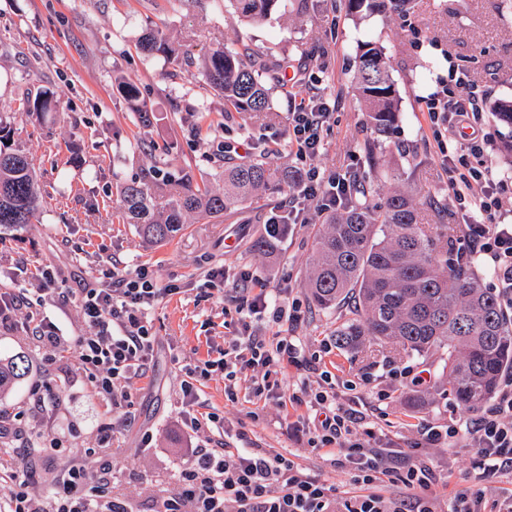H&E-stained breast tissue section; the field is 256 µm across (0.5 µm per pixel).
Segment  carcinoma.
Listing matches in <instances>:
<instances>
[{"label":"carcinoma","instance_id":"1","mask_svg":"<svg viewBox=\"0 0 512 512\" xmlns=\"http://www.w3.org/2000/svg\"><path fill=\"white\" fill-rule=\"evenodd\" d=\"M240 20L261 24L274 14L289 13L292 0H225ZM352 15L368 11L404 16L410 0H345ZM147 54L174 56L159 29L140 41ZM202 75L224 94L228 112H266L273 88H285L280 74L250 48L217 49ZM374 138L363 145L369 169H377L376 146L399 121L398 90L386 55L376 42L358 46L352 78ZM28 112L42 117L52 111L53 92L45 89L26 100ZM12 116L0 112V229L34 223L40 196L32 160L11 143ZM224 191L199 184L190 171L174 182L162 209L154 203L148 180L120 186L122 218L138 227L149 243L174 239L193 216L220 218L266 193L284 192L299 174L271 168L260 157L228 164ZM353 201L322 216L304 282L312 305L320 310L351 307L352 317L336 328V344L358 351L371 342L391 344L416 356L438 355L448 372L449 391L470 411L481 409L496 393L503 373L512 370V322L493 289L482 286L473 260L455 248L450 224H422L420 210L437 208L435 197L419 196L405 183L387 192L384 202L367 201L365 180H355ZM25 375V360L0 361V388Z\"/></svg>","mask_w":512,"mask_h":512}]
</instances>
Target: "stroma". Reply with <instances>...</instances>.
Segmentation results:
<instances>
[{
  "instance_id": "obj_1",
  "label": "stroma",
  "mask_w": 512,
  "mask_h": 512,
  "mask_svg": "<svg viewBox=\"0 0 512 512\" xmlns=\"http://www.w3.org/2000/svg\"><path fill=\"white\" fill-rule=\"evenodd\" d=\"M156 28L168 35L177 58L140 50L143 34ZM240 38L289 76L287 90L273 91L269 111L248 117L225 111L223 96L201 75L212 51ZM362 40L383 46L400 96L401 120L377 149L373 199L382 200L400 178L443 206L422 212L421 223H457L423 100L459 69L468 71L482 103L512 98V11H503L500 0H415L410 14L387 18H356L344 0H318L302 14L255 27L241 23L224 0H0V110L13 115V143L31 157L42 200L35 223L0 234V290L43 297L41 315L75 338L87 326L74 300L41 294L35 270L52 271L61 289L99 284L116 263L129 270L144 265L179 288L150 314L157 345L146 376L128 388L132 424L123 410L99 403L81 375L48 360L25 334V312L0 329V358L21 355L28 366L19 384L0 391V448L12 449L18 470L32 473L34 494H44L73 465L94 469L105 460L131 512H152L158 484L188 448L208 439L282 453L340 496L359 494L335 452L309 453L300 422L311 416L310 407L270 400L255 420L248 397L228 400L223 378L214 376L201 380L197 410L223 417L228 438L186 428L180 391L186 369L216 358L239 329L232 288L224 290L223 307L205 296L203 273L214 266L230 278L250 270L267 289H285L298 306V320L259 322L264 336L290 337L298 350L296 359L281 364L285 392L318 388L331 376L337 403L362 411L368 427L382 433V448L432 465L439 498L473 482L477 452L467 440L450 448L421 442V424L443 429L475 418L450 393L436 358L381 343L344 350L334 333L349 318L348 307L322 311L311 304L303 282L320 216L292 225L281 240H267L266 220L287 197L265 196L224 217L194 220L159 245L146 243L121 218L119 186L149 174L162 184L189 169L220 191L224 164L253 160L272 147L275 166L300 167L284 131L289 112L312 96L331 112L316 166L327 174L366 172L362 147L371 132L351 85ZM130 80L149 123L138 122L122 94ZM44 89L61 106L38 118L28 113L24 96ZM419 373L426 385L411 384L410 375ZM35 388L44 400L38 409ZM105 426L112 429V448L99 451L96 439ZM146 432L153 435L149 449L141 446Z\"/></svg>"
}]
</instances>
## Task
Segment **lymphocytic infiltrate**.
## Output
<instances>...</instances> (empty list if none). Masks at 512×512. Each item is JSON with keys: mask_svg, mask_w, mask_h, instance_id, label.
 <instances>
[{"mask_svg": "<svg viewBox=\"0 0 512 512\" xmlns=\"http://www.w3.org/2000/svg\"><path fill=\"white\" fill-rule=\"evenodd\" d=\"M469 84L465 72H455L452 87L426 99L424 107L434 131L472 132L464 153L442 151L441 164L448 173V192L464 221L461 249L473 257H491L495 289L503 304L512 306V224L500 221L501 194L508 181L481 161L487 141L474 133L479 123L478 96ZM327 118L326 103L316 98L289 113L285 135L300 160L318 154ZM472 156L478 158V165L469 164ZM353 189L346 175L324 177L311 168L302 182L300 196L315 202L318 210H333L351 198ZM176 292L175 286H160L152 269L142 266L127 271L116 267L102 284L65 291L89 326L86 335L73 340L61 336L53 323L37 313L28 314L25 327L39 347L50 351L55 362L87 379L93 397L118 408L129 398L128 393L120 392V385L145 376L153 356L156 338L148 312ZM245 305L249 318L242 321L238 335L229 341L221 357L185 371L180 387L184 402L191 408L185 423L192 431H200L208 422H220L216 413L202 419L192 411L198 402L200 380L223 374L224 393L233 398L237 395L238 375L249 373L248 398L257 405L277 397L278 366L296 353L288 337L267 339L255 324L263 315L275 322L295 315L293 306L284 298H271L263 288L247 298ZM288 400L318 408V416L305 424L308 448L316 454L326 448L336 450L341 464L361 485L362 494L340 496L324 480L280 453L261 448L227 451L196 447L188 449L187 463L163 489L156 512H230L226 509L230 503L235 506L231 512H437L432 471L416 458L405 461L400 477L408 497L394 501L382 494L379 483L382 476L390 474L391 459L378 449L379 438L365 428L361 411L337 405L333 384L312 392L300 388ZM462 433L477 450L480 474L477 484L456 490L447 512H512V493L496 494L488 488L494 477L512 474V390L503 391L470 424H452L443 430L427 428L426 441L447 448ZM13 465L11 454L1 452L0 474L8 473L14 485L9 512H129L110 467L92 472L81 465L72 466L58 478L49 495L36 498L28 491L31 473L15 471Z\"/></svg>", "mask_w": 512, "mask_h": 512, "instance_id": "1", "label": "lymphocytic infiltrate"}]
</instances>
